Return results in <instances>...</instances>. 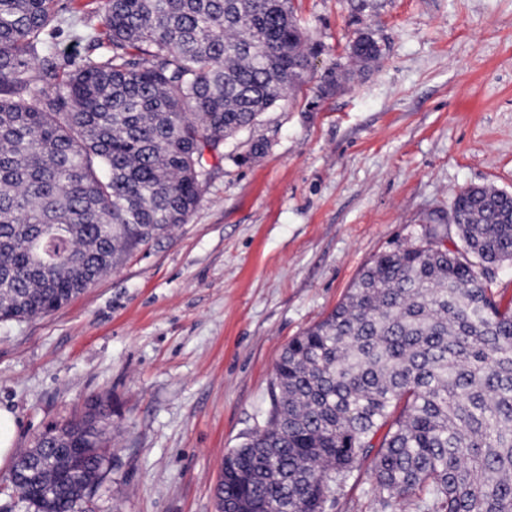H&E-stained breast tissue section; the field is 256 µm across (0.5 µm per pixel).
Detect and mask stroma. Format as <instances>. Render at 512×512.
<instances>
[{
  "label": "stroma",
  "instance_id": "1",
  "mask_svg": "<svg viewBox=\"0 0 512 512\" xmlns=\"http://www.w3.org/2000/svg\"><path fill=\"white\" fill-rule=\"evenodd\" d=\"M291 5L313 69L210 159L187 222L52 314L0 320L15 451L112 401L92 512H219L224 457L264 425L289 341L378 254L457 242L462 188L512 192V0ZM360 30L383 59L322 95ZM372 482L362 466L326 512H392Z\"/></svg>",
  "mask_w": 512,
  "mask_h": 512
}]
</instances>
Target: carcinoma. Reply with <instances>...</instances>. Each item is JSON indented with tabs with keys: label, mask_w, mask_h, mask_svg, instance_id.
<instances>
[{
	"label": "carcinoma",
	"mask_w": 512,
	"mask_h": 512,
	"mask_svg": "<svg viewBox=\"0 0 512 512\" xmlns=\"http://www.w3.org/2000/svg\"><path fill=\"white\" fill-rule=\"evenodd\" d=\"M65 26L84 53L62 76ZM348 49L322 95L384 55L368 32ZM310 69L291 0H106L99 28L55 0H0V319L50 314L185 223L205 153ZM454 205L455 249L434 236L379 254L288 343L266 425L224 458L220 512H325L366 462L396 512H512V304L491 288L512 264V206L492 186ZM110 414L52 425L58 446L19 456L39 461L35 512H80Z\"/></svg>",
	"instance_id": "1"
}]
</instances>
